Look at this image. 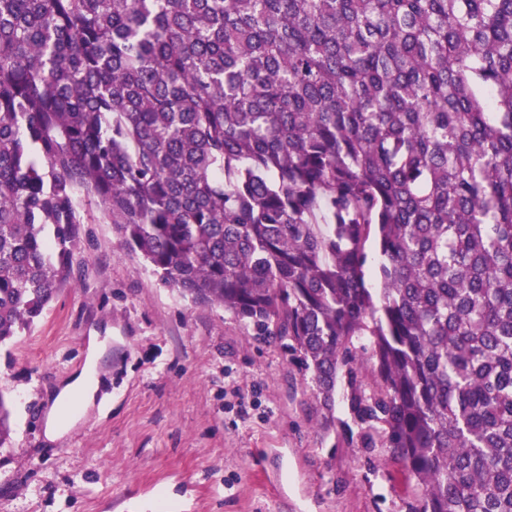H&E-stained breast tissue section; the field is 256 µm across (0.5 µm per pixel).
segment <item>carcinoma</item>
Returning <instances> with one entry per match:
<instances>
[{
	"label": "carcinoma",
	"instance_id": "carcinoma-1",
	"mask_svg": "<svg viewBox=\"0 0 512 512\" xmlns=\"http://www.w3.org/2000/svg\"><path fill=\"white\" fill-rule=\"evenodd\" d=\"M93 208L411 512H512V0H0V344Z\"/></svg>",
	"mask_w": 512,
	"mask_h": 512
}]
</instances>
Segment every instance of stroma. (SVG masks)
Wrapping results in <instances>:
<instances>
[{"mask_svg":"<svg viewBox=\"0 0 512 512\" xmlns=\"http://www.w3.org/2000/svg\"><path fill=\"white\" fill-rule=\"evenodd\" d=\"M79 239L70 283L0 345V512H407L413 477L386 449L326 434L278 343L184 298L111 224L90 220ZM90 336L95 402L48 439Z\"/></svg>","mask_w":512,"mask_h":512,"instance_id":"obj_1","label":"stroma"}]
</instances>
